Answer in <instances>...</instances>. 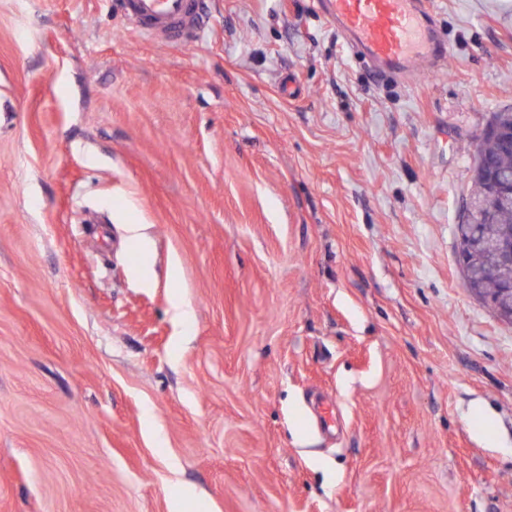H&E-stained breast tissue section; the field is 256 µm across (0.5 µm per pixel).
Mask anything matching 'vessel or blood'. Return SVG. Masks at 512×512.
<instances>
[{"mask_svg":"<svg viewBox=\"0 0 512 512\" xmlns=\"http://www.w3.org/2000/svg\"><path fill=\"white\" fill-rule=\"evenodd\" d=\"M348 46L403 80L444 72L448 49L435 35L432 0H320ZM116 13L147 37L193 44L207 24L205 0H114Z\"/></svg>","mask_w":512,"mask_h":512,"instance_id":"b4317fda","label":"vessel or blood"}]
</instances>
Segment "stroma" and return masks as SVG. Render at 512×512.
<instances>
[{
	"label": "stroma",
	"mask_w": 512,
	"mask_h": 512,
	"mask_svg": "<svg viewBox=\"0 0 512 512\" xmlns=\"http://www.w3.org/2000/svg\"><path fill=\"white\" fill-rule=\"evenodd\" d=\"M435 7L410 85L318 0L186 46L0 0V512H512V326L455 232L512 0Z\"/></svg>",
	"instance_id": "stroma-1"
}]
</instances>
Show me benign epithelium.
<instances>
[{"mask_svg":"<svg viewBox=\"0 0 512 512\" xmlns=\"http://www.w3.org/2000/svg\"><path fill=\"white\" fill-rule=\"evenodd\" d=\"M487 185L485 207L493 209L512 202V170L499 171L480 164ZM486 248L495 256L502 273V287L495 299H484L477 287V275L467 265V251L473 244ZM458 262L466 288L487 306L503 323L512 324V246L507 243L485 242L479 239L477 225L463 224L459 233Z\"/></svg>","mask_w":512,"mask_h":512,"instance_id":"1","label":"benign epithelium"}]
</instances>
